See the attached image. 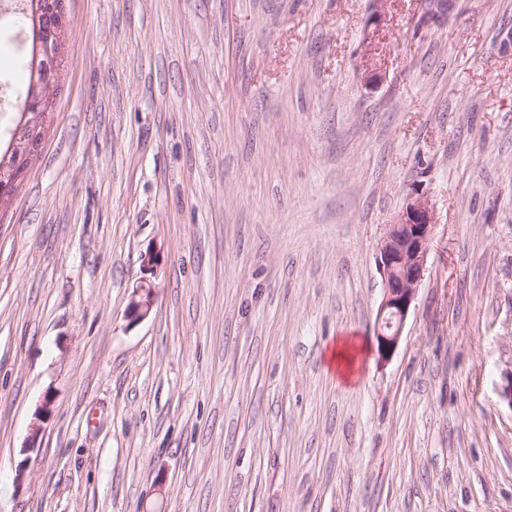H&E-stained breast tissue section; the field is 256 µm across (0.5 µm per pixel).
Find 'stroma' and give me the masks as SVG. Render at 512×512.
Segmentation results:
<instances>
[{
	"mask_svg": "<svg viewBox=\"0 0 512 512\" xmlns=\"http://www.w3.org/2000/svg\"><path fill=\"white\" fill-rule=\"evenodd\" d=\"M62 5L0 210V512H512V0H388L371 36L370 0ZM29 61L0 0L1 145ZM414 188L436 226L382 364L375 254ZM159 262L158 252H147L142 256L141 272L143 276L136 283L133 299L126 312V317L131 323H136L145 318L152 309L155 287L153 281L147 278L146 275L155 276Z\"/></svg>",
	"mask_w": 512,
	"mask_h": 512,
	"instance_id": "1",
	"label": "stroma"
}]
</instances>
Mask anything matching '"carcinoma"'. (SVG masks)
Instances as JSON below:
<instances>
[{"mask_svg": "<svg viewBox=\"0 0 512 512\" xmlns=\"http://www.w3.org/2000/svg\"><path fill=\"white\" fill-rule=\"evenodd\" d=\"M19 11L28 22L31 34V62L26 89V99L34 102L36 112L40 114V122L34 123V114L20 116L13 130L11 141L14 148L0 149V184L16 181L20 170L28 167L31 159L24 155V146L30 141L43 138L45 123L53 112L54 103L42 97L43 88L58 78L62 65V55L47 59L42 53V45L46 41L64 40L63 21L54 20L49 14L48 0H19Z\"/></svg>", "mask_w": 512, "mask_h": 512, "instance_id": "carcinoma-1", "label": "carcinoma"}]
</instances>
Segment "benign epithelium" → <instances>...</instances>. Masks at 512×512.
<instances>
[{
  "instance_id": "obj_1",
  "label": "benign epithelium",
  "mask_w": 512,
  "mask_h": 512,
  "mask_svg": "<svg viewBox=\"0 0 512 512\" xmlns=\"http://www.w3.org/2000/svg\"><path fill=\"white\" fill-rule=\"evenodd\" d=\"M386 2L371 0L369 29L376 30L385 24ZM435 224V213L427 196L416 190L405 208L387 225L378 244L376 262L382 275L383 296L376 317V340L381 361L395 353L401 340L404 324L425 275ZM159 262L156 252L142 256L143 276L136 283L126 312L131 323L145 318L152 309L155 287L147 275L157 274Z\"/></svg>"
}]
</instances>
